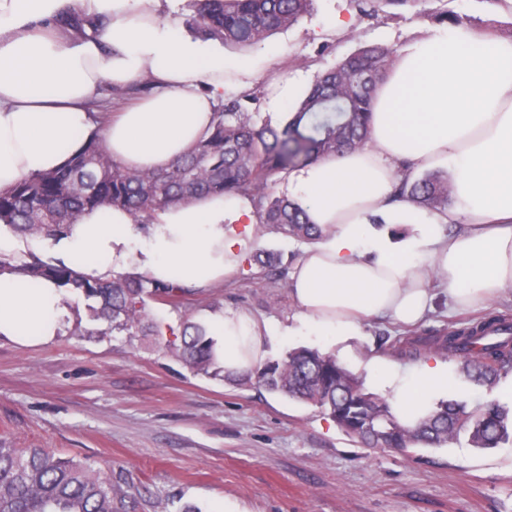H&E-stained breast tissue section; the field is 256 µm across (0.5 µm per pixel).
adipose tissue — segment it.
Returning <instances> with one entry per match:
<instances>
[{
    "label": "adipose tissue",
    "instance_id": "1",
    "mask_svg": "<svg viewBox=\"0 0 512 512\" xmlns=\"http://www.w3.org/2000/svg\"><path fill=\"white\" fill-rule=\"evenodd\" d=\"M170 3L0 0V190L58 169L94 136L122 166L169 168L208 135L227 88H252L263 60L195 39ZM76 12L105 17L106 34L75 39L59 20ZM145 82L151 93L120 111L95 110L101 88ZM435 166L454 174L452 207L395 198L397 169ZM282 189L321 232L289 274L299 314L285 328L245 311L210 319L227 374L260 365L267 343L285 336L337 344L379 319L418 323L441 293L456 312L501 297L512 288V39L449 26L416 43L375 91L369 145L290 170ZM256 222L250 199L235 194L172 205L145 237L127 211L101 207L56 248L90 277L136 260L155 280L206 288L240 270ZM67 317L56 284L0 272V338L46 344ZM369 369L406 426L448 393L437 360L410 376L378 357Z\"/></svg>",
    "mask_w": 512,
    "mask_h": 512
}]
</instances>
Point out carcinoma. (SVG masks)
<instances>
[{"instance_id": "carcinoma-1", "label": "carcinoma", "mask_w": 512, "mask_h": 512, "mask_svg": "<svg viewBox=\"0 0 512 512\" xmlns=\"http://www.w3.org/2000/svg\"><path fill=\"white\" fill-rule=\"evenodd\" d=\"M313 0H189V25L226 46L254 47L269 33L294 25ZM77 37L86 29L95 35L104 25L92 19H65ZM390 54L365 46L335 67L317 75L294 116L277 128L257 123L247 105L249 93L224 101L212 129L196 148L164 171L127 169L112 159L102 139L90 140L64 167L23 179L0 190V226L19 236L58 240L67 235L82 213L102 206L120 208L135 219L150 221L167 207L197 197L234 193L249 198L259 223L309 240L318 234L305 212L274 186L288 171L369 143L372 96L386 75ZM451 185L437 173L409 181L404 177L396 197L428 211L448 208ZM263 270L287 279L286 268L272 252L257 259ZM10 270L34 280H47L80 291L93 301L91 318L107 323V331L162 335L161 325L146 318V300L181 304L199 290L177 282H160L138 273L91 279L63 261L44 260L35 253L15 264L0 254V272ZM180 344L168 343L189 369L227 378L212 354L205 327L185 321ZM437 350L464 359L474 381L491 386L512 371V322L503 315L471 321L432 341L409 336L398 351L417 357ZM241 386L258 384L329 412L336 425L369 448L404 451L412 446L440 447L459 434L475 448H496L512 437V410L497 400L467 408L450 400L416 426L400 424L390 404L366 391L361 380L336 358L306 348L293 349L277 361H266L235 377ZM136 499L88 463L62 458L49 448L0 445V512H135Z\"/></svg>"}]
</instances>
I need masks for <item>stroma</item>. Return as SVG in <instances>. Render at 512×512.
Here are the masks:
<instances>
[{"label": "stroma", "mask_w": 512, "mask_h": 512, "mask_svg": "<svg viewBox=\"0 0 512 512\" xmlns=\"http://www.w3.org/2000/svg\"><path fill=\"white\" fill-rule=\"evenodd\" d=\"M444 12L475 33L512 37V0H408L381 5L371 16L352 0H314L290 28L224 54L270 55L256 76L253 106L269 121V83L314 80L365 45L401 54L441 29ZM337 18L347 28L327 37L324 27ZM64 294L70 317L54 341L21 347L0 339V444L50 448L112 469L131 487L139 512H183L188 505L214 512L220 504L235 512H512L510 443L480 450L463 434L439 448L364 447L315 406L193 373L168 349L169 333L91 335L87 300L69 288ZM218 309L284 326L298 314L284 282L263 276L250 259L189 303L147 304L150 318L170 329L208 324ZM471 318L450 313L441 296L414 327L377 321L327 352L386 398L389 390L366 377L372 357L412 372L418 362L396 356V339L441 336ZM447 365L449 399L472 405L498 397V388L467 377L460 360Z\"/></svg>", "instance_id": "obj_1"}]
</instances>
